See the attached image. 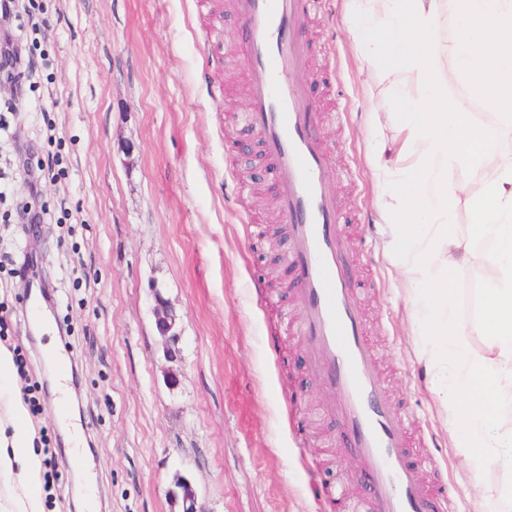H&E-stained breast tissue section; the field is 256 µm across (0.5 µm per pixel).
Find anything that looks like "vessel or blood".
I'll return each mask as SVG.
<instances>
[{"mask_svg":"<svg viewBox=\"0 0 512 512\" xmlns=\"http://www.w3.org/2000/svg\"><path fill=\"white\" fill-rule=\"evenodd\" d=\"M315 0H238L245 29L243 61L249 119L263 135L279 175L281 215L290 228V265L304 312L287 329L306 339L312 366L336 393L354 448L371 477L373 512H457L454 491L427 492L422 470L433 453L411 454L407 413L394 410L380 379L356 308L340 244L338 210L325 178L328 156L316 139V108L294 75L303 65L304 25ZM311 491L324 512H360V502L320 485Z\"/></svg>","mask_w":512,"mask_h":512,"instance_id":"1","label":"vessel or blood"}]
</instances>
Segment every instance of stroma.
I'll use <instances>...</instances> for the list:
<instances>
[{
	"mask_svg": "<svg viewBox=\"0 0 512 512\" xmlns=\"http://www.w3.org/2000/svg\"><path fill=\"white\" fill-rule=\"evenodd\" d=\"M34 4L47 22L29 36L40 79L15 102L0 144V169L12 173L0 195V348L26 358L0 379V458L34 447L41 512H177L167 490L180 475L204 512H321L312 478L367 501L362 464L304 341L267 339V321L301 311L289 243L274 248L255 232L283 219L274 168L246 118L235 0ZM353 11V0L315 9L297 78L332 153L326 176L367 334L391 401L418 421L411 450L438 456L461 512H484L419 359L412 301L378 216L366 116L390 111V95L415 90L417 76L369 68ZM43 110L54 133L36 118ZM49 155L54 179L37 169ZM245 170L253 177L240 197L232 175ZM34 179L58 314L32 339L22 275L31 237L18 213ZM154 279L182 321L174 362L155 330ZM259 285L273 305H261Z\"/></svg>",
	"mask_w": 512,
	"mask_h": 512,
	"instance_id": "35a3bbf8",
	"label": "stroma"
}]
</instances>
